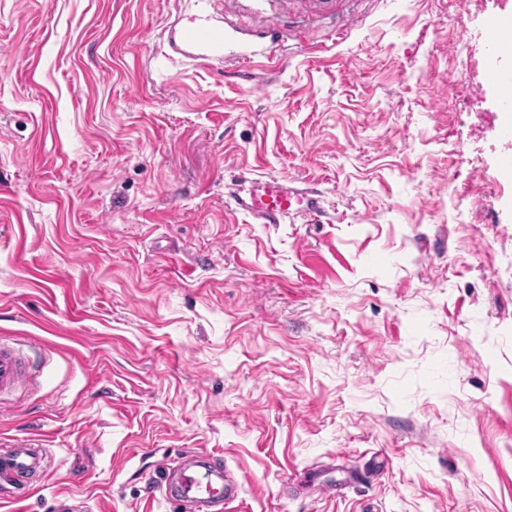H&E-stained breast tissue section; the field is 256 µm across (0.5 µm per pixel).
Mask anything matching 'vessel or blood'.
Masks as SVG:
<instances>
[{
	"instance_id": "1",
	"label": "vessel or blood",
	"mask_w": 512,
	"mask_h": 512,
	"mask_svg": "<svg viewBox=\"0 0 512 512\" xmlns=\"http://www.w3.org/2000/svg\"><path fill=\"white\" fill-rule=\"evenodd\" d=\"M277 6L265 16L257 38L263 39L262 49L266 58L279 62L277 40L286 36L284 21L295 11H302L311 18L339 16L343 25H352L354 15L338 14L339 0H276ZM486 40L491 48L488 69L498 75L499 62L512 56V38L506 37L499 21H492L486 31ZM185 54L202 60H220L229 48H237V57L248 60L250 54L243 47V39L233 21L216 26L201 23L185 30L183 36ZM235 202L241 210L264 224H279L294 216L305 221H314L320 211V192L312 189L298 191L289 188L279 178L272 177L259 183L247 196H236ZM31 378L29 363L14 342L0 337V398L25 385ZM52 467V456L31 439L13 438L7 449L0 450V499L20 502L32 494L28 479L34 475H48ZM167 498L191 500L205 505L214 500L230 502L237 498L238 487L221 484L213 471L183 470L177 475L161 474Z\"/></svg>"
}]
</instances>
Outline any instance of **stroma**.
Returning <instances> with one entry per match:
<instances>
[{
  "mask_svg": "<svg viewBox=\"0 0 512 512\" xmlns=\"http://www.w3.org/2000/svg\"><path fill=\"white\" fill-rule=\"evenodd\" d=\"M340 9L243 69L179 54L203 0H0V336L43 346L0 441L54 461L0 512H179L201 448L226 512H512V172L455 56L512 0ZM241 210L262 224H281L288 215L313 222L320 211V191H298L276 177L260 182L249 190L248 196L232 195ZM159 477L165 485L166 497L173 500H191L206 505L219 499L223 500V508L219 509L222 511L226 504L238 497L237 484L224 485L222 477L208 469L204 472L185 469L175 476H168L161 470Z\"/></svg>",
  "mask_w": 512,
  "mask_h": 512,
  "instance_id": "obj_1",
  "label": "stroma"
}]
</instances>
